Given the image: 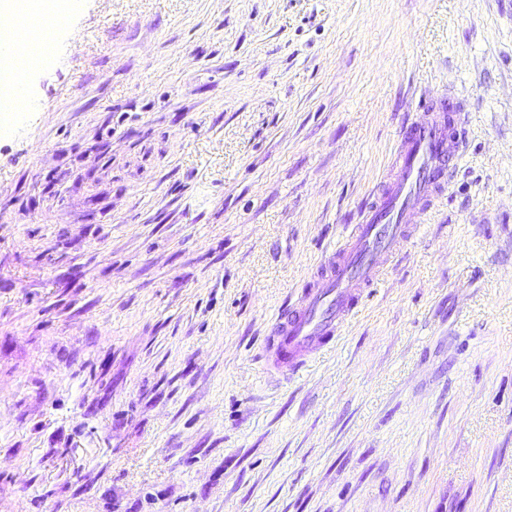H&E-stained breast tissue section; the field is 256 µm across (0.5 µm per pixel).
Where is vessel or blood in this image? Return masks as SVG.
<instances>
[{"label": "vessel or blood", "mask_w": 512, "mask_h": 512, "mask_svg": "<svg viewBox=\"0 0 512 512\" xmlns=\"http://www.w3.org/2000/svg\"><path fill=\"white\" fill-rule=\"evenodd\" d=\"M467 134L465 107L453 100L447 112L403 123L393 178L363 208L346 240L324 257L296 303L279 310L265 341L277 370L298 372L340 336L451 181Z\"/></svg>", "instance_id": "obj_1"}]
</instances>
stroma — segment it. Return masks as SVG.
I'll list each match as a JSON object with an SVG mask.
<instances>
[{
	"label": "stroma",
	"instance_id": "stroma-1",
	"mask_svg": "<svg viewBox=\"0 0 512 512\" xmlns=\"http://www.w3.org/2000/svg\"><path fill=\"white\" fill-rule=\"evenodd\" d=\"M52 39L0 131V512H512V0H72ZM446 89V196L270 370Z\"/></svg>",
	"mask_w": 512,
	"mask_h": 512
}]
</instances>
